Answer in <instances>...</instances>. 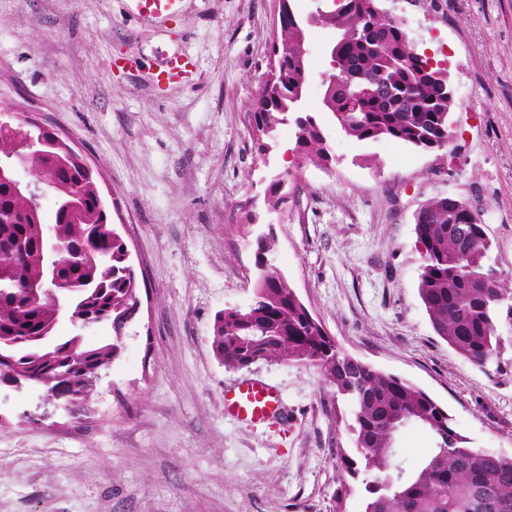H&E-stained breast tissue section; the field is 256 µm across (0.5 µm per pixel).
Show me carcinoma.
Wrapping results in <instances>:
<instances>
[{
	"instance_id": "obj_1",
	"label": "carcinoma",
	"mask_w": 512,
	"mask_h": 512,
	"mask_svg": "<svg viewBox=\"0 0 512 512\" xmlns=\"http://www.w3.org/2000/svg\"><path fill=\"white\" fill-rule=\"evenodd\" d=\"M297 10L281 0L273 40L271 80L252 101L250 133L258 151L273 148L280 125L295 127L299 163L335 161L315 112L301 107L311 78L306 28L330 31V70L323 83L322 112L359 141L391 139L422 150L449 147L448 114L455 99L445 70L411 47L405 22L382 13L377 0H310ZM27 132L0 127V162ZM26 172L37 182L57 181L54 223L35 212L30 196L0 182V387H38L44 395L86 409L94 383L119 356L126 312L138 300V278L120 233L108 222L94 182L77 167L63 168L53 154L31 158ZM290 173L272 179L267 204L278 210L290 194ZM424 264L418 296L436 335L472 364H499L501 314L512 317V288L489 263L490 241L473 204L438 196L415 215ZM69 250L56 283L45 282V234ZM271 233L252 242L257 276L250 307H227L214 318L212 349L225 367L297 363L315 368L332 401L351 410L352 450L336 448L338 470L363 485L361 512H512V458L477 450L448 412L422 389L343 351L285 277L274 268ZM77 325L65 336L58 305ZM109 323L112 341L84 343L79 325ZM409 428L427 432L432 447L408 470L397 461V442Z\"/></svg>"
}]
</instances>
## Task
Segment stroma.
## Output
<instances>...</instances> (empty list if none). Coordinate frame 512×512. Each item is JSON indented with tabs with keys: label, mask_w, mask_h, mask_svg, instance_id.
Wrapping results in <instances>:
<instances>
[{
	"label": "stroma",
	"mask_w": 512,
	"mask_h": 512,
	"mask_svg": "<svg viewBox=\"0 0 512 512\" xmlns=\"http://www.w3.org/2000/svg\"><path fill=\"white\" fill-rule=\"evenodd\" d=\"M380 6L446 69L455 152L333 129L335 163L297 169L293 129L264 157L249 133L276 0H180L172 16L140 15L132 0H0V105L92 167L141 302L81 418L41 391L0 390V512H331L347 404L326 412L314 368L230 370L211 347L215 314L253 299L249 237L268 231L280 272L344 351L424 390L473 447L512 457V318L497 324L499 370L450 349L418 297L414 232L430 198L479 200L491 261L512 281V0ZM328 41L309 28L313 112ZM184 53L193 81L157 89L151 68ZM289 169L298 190L269 211L264 189ZM248 199L246 228L231 218ZM246 379L276 388L282 420L225 417V391Z\"/></svg>",
	"instance_id": "35a3bbf8"
}]
</instances>
